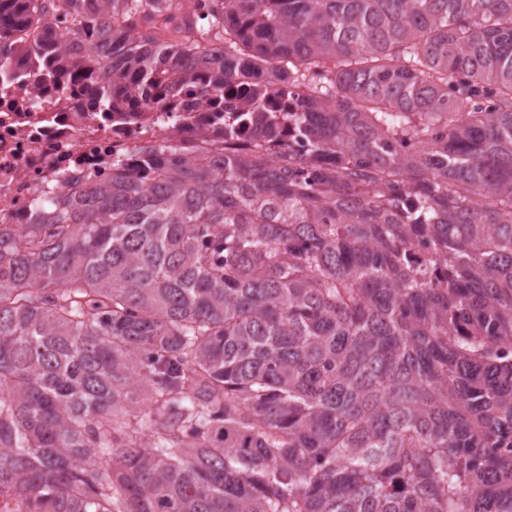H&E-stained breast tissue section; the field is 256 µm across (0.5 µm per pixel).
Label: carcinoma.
Returning a JSON list of instances; mask_svg holds the SVG:
<instances>
[{
	"instance_id": "carcinoma-1",
	"label": "carcinoma",
	"mask_w": 512,
	"mask_h": 512,
	"mask_svg": "<svg viewBox=\"0 0 512 512\" xmlns=\"http://www.w3.org/2000/svg\"><path fill=\"white\" fill-rule=\"evenodd\" d=\"M72 41L110 112L196 95L255 144L0 228V497L512 512V0H0V60Z\"/></svg>"
}]
</instances>
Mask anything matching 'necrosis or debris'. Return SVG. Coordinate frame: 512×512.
Listing matches in <instances>:
<instances>
[{"label": "necrosis or debris", "instance_id": "1", "mask_svg": "<svg viewBox=\"0 0 512 512\" xmlns=\"http://www.w3.org/2000/svg\"><path fill=\"white\" fill-rule=\"evenodd\" d=\"M91 71L67 70L0 83V224H26L40 194L62 185L107 183L116 163L150 147L173 143L209 156L250 148L251 137L224 141L218 113L174 104L168 114L149 109L122 123L93 104Z\"/></svg>", "mask_w": 512, "mask_h": 512}]
</instances>
